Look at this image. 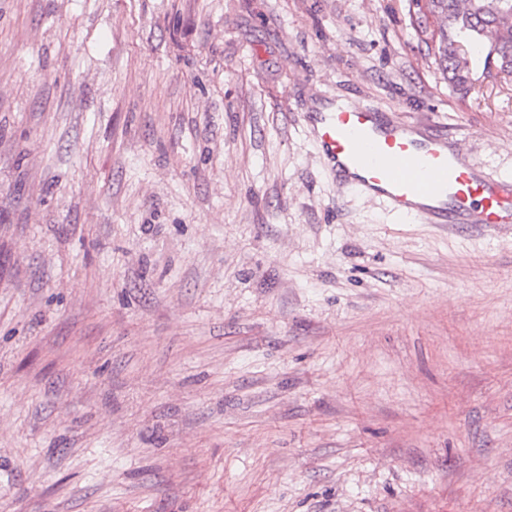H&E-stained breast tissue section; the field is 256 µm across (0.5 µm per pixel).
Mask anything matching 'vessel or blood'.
Returning a JSON list of instances; mask_svg holds the SVG:
<instances>
[{"label":"vessel or blood","instance_id":"b4317fda","mask_svg":"<svg viewBox=\"0 0 512 512\" xmlns=\"http://www.w3.org/2000/svg\"><path fill=\"white\" fill-rule=\"evenodd\" d=\"M305 119L339 185L427 224H512V179L464 161L459 140L421 133L374 105L315 99Z\"/></svg>","mask_w":512,"mask_h":512}]
</instances>
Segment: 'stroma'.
Masks as SVG:
<instances>
[{
  "mask_svg": "<svg viewBox=\"0 0 512 512\" xmlns=\"http://www.w3.org/2000/svg\"><path fill=\"white\" fill-rule=\"evenodd\" d=\"M316 94L512 175L408 0H0V512H512V226L340 187Z\"/></svg>",
  "mask_w": 512,
  "mask_h": 512,
  "instance_id": "35a3bbf8",
  "label": "stroma"
}]
</instances>
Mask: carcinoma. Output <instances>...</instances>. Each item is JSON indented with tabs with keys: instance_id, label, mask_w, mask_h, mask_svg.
<instances>
[{
	"instance_id": "cac0c4a2",
	"label": "carcinoma",
	"mask_w": 512,
	"mask_h": 512,
	"mask_svg": "<svg viewBox=\"0 0 512 512\" xmlns=\"http://www.w3.org/2000/svg\"><path fill=\"white\" fill-rule=\"evenodd\" d=\"M421 32L448 86L467 91L477 82L473 46L486 50L482 77L512 81V0H410Z\"/></svg>"
}]
</instances>
